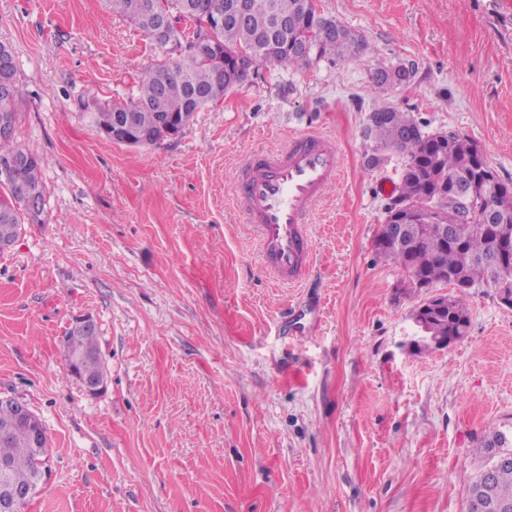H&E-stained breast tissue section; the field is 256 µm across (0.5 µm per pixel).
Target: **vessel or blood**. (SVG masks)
Listing matches in <instances>:
<instances>
[{
  "mask_svg": "<svg viewBox=\"0 0 512 512\" xmlns=\"http://www.w3.org/2000/svg\"><path fill=\"white\" fill-rule=\"evenodd\" d=\"M340 174L334 140L317 132L291 137L280 150L251 154L243 164L234 200L257 232L263 270L278 284L293 285L309 274L311 215Z\"/></svg>",
  "mask_w": 512,
  "mask_h": 512,
  "instance_id": "vessel-or-blood-1",
  "label": "vessel or blood"
}]
</instances>
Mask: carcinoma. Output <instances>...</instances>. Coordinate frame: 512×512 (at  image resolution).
Segmentation results:
<instances>
[{
    "label": "carcinoma",
    "mask_w": 512,
    "mask_h": 512,
    "mask_svg": "<svg viewBox=\"0 0 512 512\" xmlns=\"http://www.w3.org/2000/svg\"><path fill=\"white\" fill-rule=\"evenodd\" d=\"M245 5L242 16L231 10ZM169 24V39L155 41L166 60L141 81L138 94L125 104H114L94 113L101 131L125 119L147 133L155 145L172 136L165 120L186 125L206 105L224 99L241 85L251 69L278 63L302 69L321 59H360L367 45L354 31L325 15H316L307 0H150ZM141 0H105L112 13L127 19L136 29L152 36L155 21L140 8ZM224 12V25L212 23ZM410 72L379 70L375 87L402 83ZM18 89L15 61L8 45L0 48V113H7L10 132L0 135V163L20 160L0 182V240L14 242L22 231L27 211L26 192H43V160L31 147L17 145ZM418 122L407 112L380 106L370 113L365 129L370 162L383 165L387 152L402 155L398 195L387 207V216L374 238L379 258L405 273L403 287L448 284L458 294L448 296L444 310L426 315L431 336H465L469 323L466 296L471 288H494L502 275L501 257L512 258V185L497 179L479 146L460 135L418 133ZM464 183L473 189L469 220L457 223L463 206L456 188ZM430 224H449L448 240L426 232ZM98 334L76 327L64 338L65 349L74 353L98 351ZM501 432L487 434L477 454L482 465L502 448ZM0 462L8 464L14 483L26 484L35 476V452L26 427L14 412L0 407ZM487 498L498 505L486 512H512V460L498 465L486 484Z\"/></svg>",
    "instance_id": "carcinoma-1"
}]
</instances>
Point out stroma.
Segmentation results:
<instances>
[{"label": "stroma", "instance_id": "obj_1", "mask_svg": "<svg viewBox=\"0 0 512 512\" xmlns=\"http://www.w3.org/2000/svg\"><path fill=\"white\" fill-rule=\"evenodd\" d=\"M362 62L267 63L173 139L112 142L92 123L164 55L104 0H0L16 140L44 159V211L0 253V397L47 429L23 512H465L477 459L512 429V309L472 289L470 325L417 351L427 295L374 237L400 154L364 163L386 105L474 141L512 184V13L501 0H318ZM407 82L375 91L376 69ZM332 137L339 181L312 215L313 271L261 268L236 169L298 133ZM305 309L289 335L283 314ZM97 325L106 383L87 395L63 339Z\"/></svg>", "mask_w": 512, "mask_h": 512}]
</instances>
